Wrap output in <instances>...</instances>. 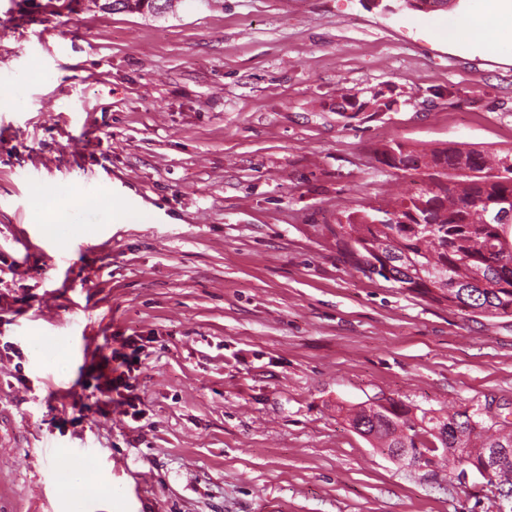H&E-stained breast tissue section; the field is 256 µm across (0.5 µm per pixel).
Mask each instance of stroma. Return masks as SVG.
<instances>
[{
	"label": "stroma",
	"instance_id": "35a3bbf8",
	"mask_svg": "<svg viewBox=\"0 0 512 512\" xmlns=\"http://www.w3.org/2000/svg\"><path fill=\"white\" fill-rule=\"evenodd\" d=\"M475 7L0 0V75L28 90L0 111V512H499L480 475L399 463L346 411L512 413V317L368 278L332 233L411 190L384 143L512 149V42L448 39ZM381 91L392 111L336 109ZM95 184L154 223L68 208ZM43 336L82 366L59 376ZM122 355L137 420L104 391ZM74 448L126 496L63 489Z\"/></svg>",
	"mask_w": 512,
	"mask_h": 512
}]
</instances>
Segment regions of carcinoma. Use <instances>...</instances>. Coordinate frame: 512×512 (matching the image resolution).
<instances>
[{"label":"carcinoma","mask_w":512,"mask_h":512,"mask_svg":"<svg viewBox=\"0 0 512 512\" xmlns=\"http://www.w3.org/2000/svg\"><path fill=\"white\" fill-rule=\"evenodd\" d=\"M145 0H105L104 9L142 12ZM382 163L402 164L414 188L387 203L396 216L376 223L368 210L336 220V246L356 270L393 287L457 311L512 317V215L499 218L512 200V149H415L400 142L376 149ZM350 426L394 459L430 455L433 468L482 473L489 454L503 453L494 472L502 503H512V427L487 408L416 415L400 402L347 411Z\"/></svg>","instance_id":"1"}]
</instances>
